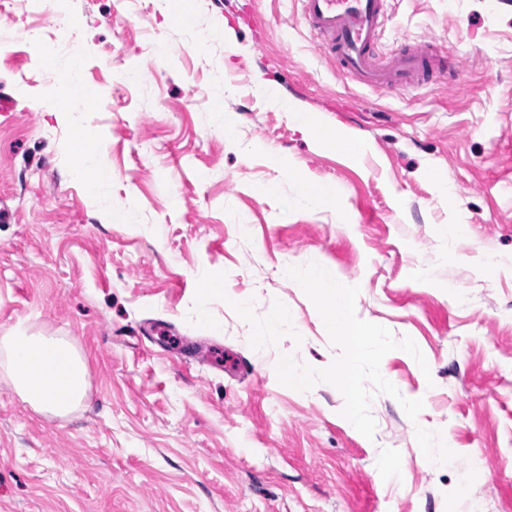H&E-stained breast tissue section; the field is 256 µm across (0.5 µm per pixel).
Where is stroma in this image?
Returning <instances> with one entry per match:
<instances>
[{
  "label": "stroma",
  "instance_id": "stroma-1",
  "mask_svg": "<svg viewBox=\"0 0 512 512\" xmlns=\"http://www.w3.org/2000/svg\"><path fill=\"white\" fill-rule=\"evenodd\" d=\"M25 0L0 10V336L76 340L90 390L35 412L0 369V512H512V0H388L380 52L431 43L391 92L341 73L300 0ZM76 35L84 94L53 88ZM365 145L321 147L256 77ZM234 116L221 126V112ZM108 178L75 179L72 119ZM332 182L337 201L305 186ZM466 220L464 239L443 225ZM317 262L357 316L410 336L374 439L281 355L340 353L286 269ZM220 288L200 305L199 274ZM207 315L212 330L201 327ZM456 453L438 466L416 427Z\"/></svg>",
  "mask_w": 512,
  "mask_h": 512
}]
</instances>
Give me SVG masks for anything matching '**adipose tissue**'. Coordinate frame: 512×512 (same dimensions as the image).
I'll use <instances>...</instances> for the list:
<instances>
[{
    "label": "adipose tissue",
    "mask_w": 512,
    "mask_h": 512,
    "mask_svg": "<svg viewBox=\"0 0 512 512\" xmlns=\"http://www.w3.org/2000/svg\"><path fill=\"white\" fill-rule=\"evenodd\" d=\"M257 87L272 108L288 113L325 146L353 156L360 153V144L342 129L320 126L313 114L300 111L293 99L266 81H258ZM0 356L6 359L13 388L37 412L65 418L84 403L89 389L88 367L73 340L46 336L20 324L0 336Z\"/></svg>",
    "instance_id": "adipose-tissue-1"
}]
</instances>
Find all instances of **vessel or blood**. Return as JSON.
Segmentation results:
<instances>
[{"label":"vessel or blood","instance_id":"1","mask_svg":"<svg viewBox=\"0 0 512 512\" xmlns=\"http://www.w3.org/2000/svg\"><path fill=\"white\" fill-rule=\"evenodd\" d=\"M385 0H301L308 26L347 76L375 91L415 81L426 63L422 45L399 48L378 63L375 48Z\"/></svg>","mask_w":512,"mask_h":512}]
</instances>
